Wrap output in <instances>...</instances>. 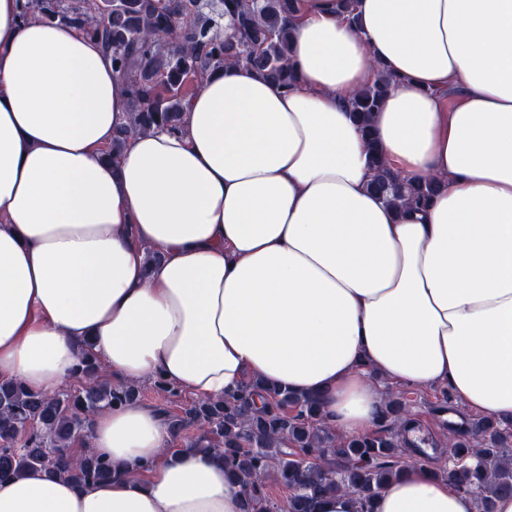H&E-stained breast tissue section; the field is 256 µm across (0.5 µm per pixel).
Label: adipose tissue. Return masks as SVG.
<instances>
[{
    "instance_id": "ef3b65f1",
    "label": "adipose tissue",
    "mask_w": 512,
    "mask_h": 512,
    "mask_svg": "<svg viewBox=\"0 0 512 512\" xmlns=\"http://www.w3.org/2000/svg\"><path fill=\"white\" fill-rule=\"evenodd\" d=\"M353 5L355 25L336 0H300L293 90L213 71L181 132L108 159L128 110L111 54L0 0V379L55 394L88 348L114 382L200 400L257 374L321 394L328 422L361 435L380 411L373 366L512 418V0ZM382 72L395 80L372 121L383 158L446 181L420 210L367 188L346 103ZM171 440L154 409H102L83 445L118 476L33 471L0 482V512H240L223 463ZM371 512L474 502L415 465Z\"/></svg>"
}]
</instances>
